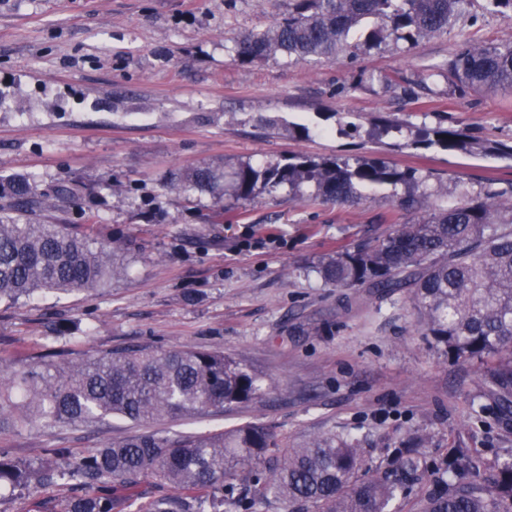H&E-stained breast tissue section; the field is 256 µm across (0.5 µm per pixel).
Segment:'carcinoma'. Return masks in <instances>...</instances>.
<instances>
[{
    "mask_svg": "<svg viewBox=\"0 0 512 512\" xmlns=\"http://www.w3.org/2000/svg\"><path fill=\"white\" fill-rule=\"evenodd\" d=\"M288 15L238 36L234 57L257 60L333 59L358 46L412 48L448 33L459 20H476L475 0H290ZM485 10L512 21V0H484ZM427 77L459 89L512 88V42L464 44ZM410 145L512 159V145L478 140L441 123L421 128ZM418 171L381 158L292 155L285 162L239 165L230 180L222 166L180 173L174 187L205 192L224 215V200L248 202L285 190L331 203H348L369 186H389L400 208L419 212ZM403 192H398V189ZM89 194L60 179L44 187L25 174L0 177V300L38 292L105 288L117 270L118 247L92 242L69 228L71 209L88 214ZM316 272L330 287L394 292L411 289L424 335L457 360L487 365L483 396L512 418V201L495 195L435 207L397 224L388 235L328 253ZM261 376L222 351L135 346L58 365L37 361L0 384V430L19 425H92L112 417L145 424L182 414L222 412L262 395ZM416 447L396 449L397 467L366 477L357 446L334 434L299 446L278 440L261 422L226 432L129 435L87 453L47 448L33 459L0 449V487L21 493L66 487L51 512H125L146 479L174 489L150 497L139 512H259L273 501L288 512H391L390 504L422 478ZM453 479L421 498V512H512V456L479 463L470 449L448 451Z\"/></svg>",
    "mask_w": 512,
    "mask_h": 512,
    "instance_id": "cac0c4a2",
    "label": "carcinoma"
}]
</instances>
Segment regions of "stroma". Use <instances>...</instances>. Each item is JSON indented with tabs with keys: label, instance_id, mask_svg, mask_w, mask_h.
<instances>
[{
	"label": "stroma",
	"instance_id": "obj_1",
	"mask_svg": "<svg viewBox=\"0 0 512 512\" xmlns=\"http://www.w3.org/2000/svg\"><path fill=\"white\" fill-rule=\"evenodd\" d=\"M287 10L288 0H0V173L99 186L98 230L124 251L105 288L0 302V368L50 349L73 360L136 345L217 349L261 375L262 396L161 419L153 431L259 420L292 443L333 434L362 448L371 475L388 472L395 448L416 435L437 464L459 445L480 461L512 454V423L481 398L484 367L423 334L408 289L330 288L314 271L323 254L413 220L390 187L364 189L354 204L283 192L228 200L218 224L208 195L168 187L193 166L230 172L306 154L381 157L418 170L433 207L512 191V160L397 147L369 134L384 118L511 143L512 90L461 94L438 79L410 95L402 81L463 43L512 41V21L482 14L407 52L238 65V34ZM340 115L357 133L339 134ZM297 125L309 136H296ZM137 430L119 418L20 429L0 432V448L32 458Z\"/></svg>",
	"mask_w": 512,
	"mask_h": 512
}]
</instances>
